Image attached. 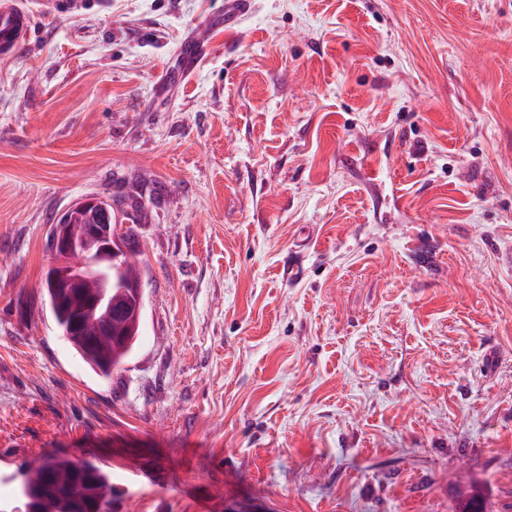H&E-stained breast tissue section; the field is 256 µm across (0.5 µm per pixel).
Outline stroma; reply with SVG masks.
<instances>
[{"mask_svg": "<svg viewBox=\"0 0 512 512\" xmlns=\"http://www.w3.org/2000/svg\"><path fill=\"white\" fill-rule=\"evenodd\" d=\"M223 15L81 0L0 58V503L55 452L111 512H512V0ZM90 196L142 260L107 378L43 290ZM204 44L205 43L200 41L196 35H190L185 39L181 46V51L185 48L186 51L188 49L189 52H187L186 55L187 61L182 71V75L187 74L198 64L204 62L208 58L209 48ZM68 342L70 346L74 349V351L82 358V360L94 371H99L102 375L107 376L111 372V367L105 369L104 365H110L112 362V367H118L120 364L124 362V360L130 354L133 344L128 346L124 351L117 352L116 348L112 350V361L108 358L103 359L100 364L95 357H93L87 349V346L84 341L83 336H69Z\"/></svg>", "mask_w": 512, "mask_h": 512, "instance_id": "stroma-1", "label": "stroma"}]
</instances>
